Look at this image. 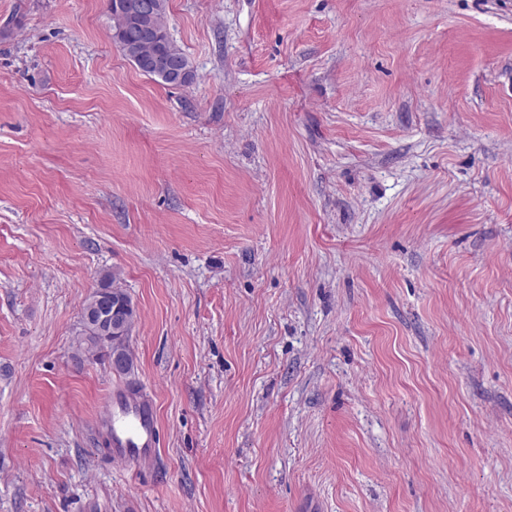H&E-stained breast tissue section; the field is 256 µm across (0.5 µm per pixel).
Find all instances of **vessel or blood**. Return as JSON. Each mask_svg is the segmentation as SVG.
Returning a JSON list of instances; mask_svg holds the SVG:
<instances>
[{"label":"vessel or blood","mask_w":512,"mask_h":512,"mask_svg":"<svg viewBox=\"0 0 512 512\" xmlns=\"http://www.w3.org/2000/svg\"><path fill=\"white\" fill-rule=\"evenodd\" d=\"M104 421L112 433V458L126 464L151 460L159 444L152 404L139 390L116 395L106 403Z\"/></svg>","instance_id":"1"}]
</instances>
